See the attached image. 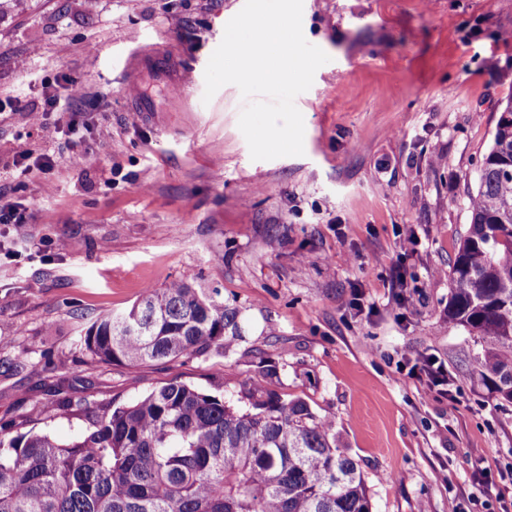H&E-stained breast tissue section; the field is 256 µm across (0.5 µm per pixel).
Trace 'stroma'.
<instances>
[{
    "mask_svg": "<svg viewBox=\"0 0 512 512\" xmlns=\"http://www.w3.org/2000/svg\"><path fill=\"white\" fill-rule=\"evenodd\" d=\"M244 2L0 0V200L27 217L0 224V425L34 428L39 402L70 440L172 380L235 403L271 364L284 398L333 418L372 512H512V403L473 380L481 344L445 317L466 196L512 96V0H303L330 57L295 99L304 153L257 161L239 89L203 99ZM138 48L193 72L185 97L151 88L156 121L129 119ZM67 78L83 92L45 138L32 114ZM22 148L53 168L16 176ZM186 275L239 308L230 350L129 367L81 348L90 319ZM428 356L460 403L399 373Z\"/></svg>",
    "mask_w": 512,
    "mask_h": 512,
    "instance_id": "1",
    "label": "stroma"
}]
</instances>
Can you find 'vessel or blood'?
I'll return each instance as SVG.
<instances>
[{"mask_svg": "<svg viewBox=\"0 0 512 512\" xmlns=\"http://www.w3.org/2000/svg\"><path fill=\"white\" fill-rule=\"evenodd\" d=\"M159 86L169 92H185L189 87L187 72L174 57L151 50L137 51L130 69L129 86L132 94L129 108L139 117H151L155 110L147 86Z\"/></svg>", "mask_w": 512, "mask_h": 512, "instance_id": "obj_1", "label": "vessel or blood"}]
</instances>
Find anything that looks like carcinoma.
<instances>
[{"label":"carcinoma","instance_id":"carcinoma-1","mask_svg":"<svg viewBox=\"0 0 512 512\" xmlns=\"http://www.w3.org/2000/svg\"><path fill=\"white\" fill-rule=\"evenodd\" d=\"M470 222L448 271V322L478 337L475 375L512 402V96L501 105ZM241 312L185 279L145 288L95 316L81 346L138 366L231 348ZM246 409L181 381L153 389L59 442L0 426V512H372L332 418L272 384L244 388Z\"/></svg>","mask_w":512,"mask_h":512}]
</instances>
